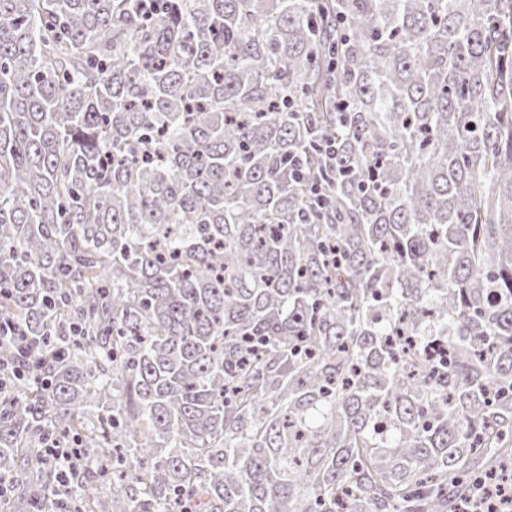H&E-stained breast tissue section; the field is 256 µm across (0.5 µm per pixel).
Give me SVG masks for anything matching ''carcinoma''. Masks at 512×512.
<instances>
[{
  "label": "carcinoma",
  "mask_w": 512,
  "mask_h": 512,
  "mask_svg": "<svg viewBox=\"0 0 512 512\" xmlns=\"http://www.w3.org/2000/svg\"><path fill=\"white\" fill-rule=\"evenodd\" d=\"M8 512H457L512 468V0H0ZM0 334H1V336H0L1 341H2V339L8 337L10 339V341L14 343L18 353L21 356L27 358V360H31V361L38 360L39 361L38 351L36 352L35 349H32L31 347H29L25 344V337L20 335L19 330L15 325L8 323V322H3L1 320L0 321ZM44 457L58 467L63 486L68 484L69 475L81 461L77 448H62L58 440H52L45 444Z\"/></svg>",
  "instance_id": "carcinoma-1"
}]
</instances>
